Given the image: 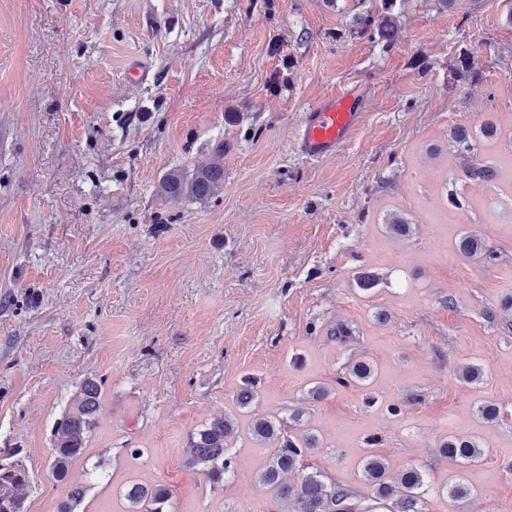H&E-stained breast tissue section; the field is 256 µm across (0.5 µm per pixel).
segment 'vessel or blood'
Segmentation results:
<instances>
[{"mask_svg":"<svg viewBox=\"0 0 512 512\" xmlns=\"http://www.w3.org/2000/svg\"><path fill=\"white\" fill-rule=\"evenodd\" d=\"M367 96L357 85L324 95L306 109L296 135V149L302 156L322 160L348 143L365 113Z\"/></svg>","mask_w":512,"mask_h":512,"instance_id":"b4317fda","label":"vessel or blood"}]
</instances>
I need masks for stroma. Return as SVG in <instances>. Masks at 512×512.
Here are the masks:
<instances>
[{
    "label": "stroma",
    "mask_w": 512,
    "mask_h": 512,
    "mask_svg": "<svg viewBox=\"0 0 512 512\" xmlns=\"http://www.w3.org/2000/svg\"><path fill=\"white\" fill-rule=\"evenodd\" d=\"M381 0H0V464L28 474L24 512H126L131 483L170 487L174 512H272L253 474L270 451L240 416L243 457L211 490L186 466L188 439L234 412L242 375L261 379L258 410L302 409L336 481L368 494L364 440L397 474L458 476L471 497L435 492L426 512H512V177L457 181L453 127H501L512 148V0H403L398 39L356 32ZM474 78L454 73L459 49ZM149 61L152 79L127 81ZM358 84L369 107L336 156H300L302 112ZM224 186L203 199L162 190L175 170L215 161ZM467 205L449 210V181ZM413 226L395 239L384 221ZM500 252L463 258V230ZM387 286L363 293L354 275ZM387 313L379 322L378 313ZM356 339L332 340L336 323ZM376 368L366 406L351 389L307 401L349 360ZM476 364L483 382L456 378ZM102 389L87 451L50 476L57 421L86 380ZM414 391L417 406H405ZM499 406L494 423L483 402ZM390 404L403 414L387 413ZM448 435L480 459L437 452ZM141 449L132 458L131 449Z\"/></svg>",
    "instance_id": "obj_1"
}]
</instances>
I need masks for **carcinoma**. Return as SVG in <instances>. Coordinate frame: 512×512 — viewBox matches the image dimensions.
Returning <instances> with one entry per match:
<instances>
[{"label": "carcinoma", "mask_w": 512, "mask_h": 512, "mask_svg": "<svg viewBox=\"0 0 512 512\" xmlns=\"http://www.w3.org/2000/svg\"><path fill=\"white\" fill-rule=\"evenodd\" d=\"M399 0H382L381 10L358 18L359 32H373L379 40L390 46L395 40L399 22ZM458 76L467 81L473 77L471 55L459 51L455 59ZM499 138L498 129L490 121L472 131L463 126L453 128L450 140L456 149L459 168L467 179L483 182L500 176L501 165H512V151L503 163L486 162L479 157V146ZM224 184V166L213 163L195 170L191 175L179 171L170 173L162 189L174 199H203ZM388 233L405 237L412 224L399 213H391L385 220ZM460 255L483 265H494L501 255L485 239L462 233L457 242ZM483 370L475 364L464 366L457 378L466 384L482 380ZM374 379V365L356 359L345 365L335 385L315 383L307 390L308 396L320 401L338 389L366 391ZM260 378L254 374L241 377L235 395L236 408L253 415L250 422L252 439L260 445L271 446L268 461L255 474L256 484L269 493L280 512H373L370 503L389 507L388 512H424L425 496L433 488L428 474L417 466L404 469L395 485L388 476L385 459L376 454L363 457L359 478L370 489L371 496H361L348 485L339 483L319 469L314 460L322 448L319 437L309 428L304 413L291 412L287 416L260 415L258 406ZM100 408V387L91 380L82 387V396L75 411L56 423L51 448V474L57 480L67 477L74 461L85 451L87 432ZM239 430L238 419L225 413L210 420L197 433L190 436L191 458L187 467L204 476L211 489H224L236 474L238 459L230 442ZM438 452L445 458L475 460L482 455L479 444L468 438L447 436L439 443ZM24 468L17 464L0 465V512H24L20 489L26 485ZM437 492L447 494L454 502L472 494L469 486L448 481ZM124 497L131 505L128 512H168L172 492L163 485L147 487L133 483L126 488Z\"/></svg>", "instance_id": "carcinoma-1"}]
</instances>
